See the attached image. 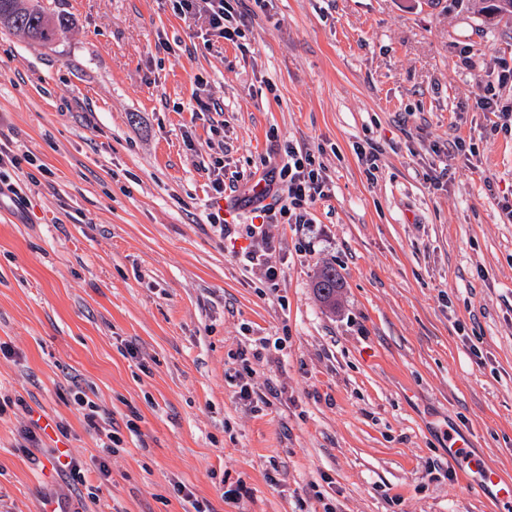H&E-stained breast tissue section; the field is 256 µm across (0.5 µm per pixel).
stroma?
<instances>
[{
  "instance_id": "1",
  "label": "stroma",
  "mask_w": 512,
  "mask_h": 512,
  "mask_svg": "<svg viewBox=\"0 0 512 512\" xmlns=\"http://www.w3.org/2000/svg\"><path fill=\"white\" fill-rule=\"evenodd\" d=\"M41 4L60 39L0 28V141L49 170L0 173L27 196L0 200V512H79L62 452L95 512H183L180 484L213 512H512L469 467L512 482V134L476 104L512 66V19L487 24L482 0H236L241 45L210 46L170 0ZM218 143L237 183L220 201ZM291 144L329 191L312 230L272 227V292L208 216L249 224L236 197ZM79 387L121 447L88 431ZM317 294L327 304H334L336 301V288H340L336 271L333 268L323 269L317 277L315 284Z\"/></svg>"
}]
</instances>
